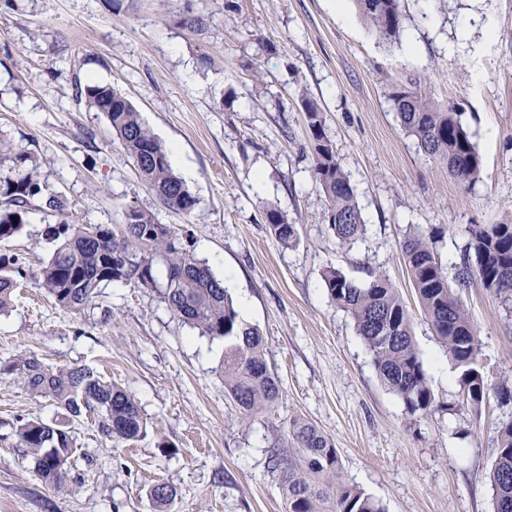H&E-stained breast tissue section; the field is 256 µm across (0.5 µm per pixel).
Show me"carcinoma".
Here are the masks:
<instances>
[{"mask_svg": "<svg viewBox=\"0 0 512 512\" xmlns=\"http://www.w3.org/2000/svg\"><path fill=\"white\" fill-rule=\"evenodd\" d=\"M354 3L379 37L387 41L399 38L404 24L400 0ZM84 95L91 107L105 113L112 131L160 202L173 211L191 213L197 203L195 196L173 172L167 149L133 104L107 84L88 85ZM392 100L405 133L426 155L445 166L450 178L470 185L481 177L482 157L455 105L439 107L418 92H396ZM303 102L314 142L313 172L326 201L324 218L339 245L349 247L364 234L366 224L350 180L324 137L322 112L312 100L305 98ZM5 160L12 167L9 175L0 177V240L20 232L36 199L45 209L63 216L47 228L56 248L42 267L39 280L56 304L79 314L110 283L155 288L185 323L203 336L224 341L220 365L224 393L238 406L243 419L279 400L280 380L266 361L261 331L239 318L223 281L169 225L158 223L152 213L136 207L125 209L122 223L112 226L69 220L65 218V201L57 194H44L41 174L27 165V155L12 153L0 140V163ZM266 218L279 242L288 245L295 241L296 225L288 223L280 211L269 209ZM467 234L461 262L455 267L457 286L465 288L477 280L509 301L512 224H473ZM434 244L435 231L420 227L409 231L401 244L421 309L448 349V356L461 369L460 385L467 401L478 408L493 394L501 403L510 402L512 388H490L479 369L477 331L459 295L448 284V272ZM160 266L165 268L162 280L157 277ZM22 270L21 258L0 255V314L10 308L16 288L14 275H22ZM322 278L330 299L353 320L385 387L402 400L410 415L431 411L434 395L415 347L411 319L389 277L374 270L369 282L360 285L330 266ZM1 373L16 376L31 395L51 401L71 422L88 412L97 414L106 437L134 441L146 431L147 421L135 400L85 365L53 369L29 355L1 364ZM288 434L293 447L279 459L285 512H382L373 499L338 481L337 449L316 425L293 418ZM13 435L46 484L68 489L76 448L64 425L40 417L21 420ZM497 444L491 476L494 512H512V422L498 430ZM174 496L169 485H156L152 498L157 512H168Z\"/></svg>", "mask_w": 512, "mask_h": 512, "instance_id": "1", "label": "carcinoma"}]
</instances>
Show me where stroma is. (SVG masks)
Instances as JSON below:
<instances>
[{
	"label": "stroma",
	"instance_id": "obj_1",
	"mask_svg": "<svg viewBox=\"0 0 512 512\" xmlns=\"http://www.w3.org/2000/svg\"><path fill=\"white\" fill-rule=\"evenodd\" d=\"M399 39H380L352 0H0V140L30 157L47 192L85 224H118L134 206L169 225L229 281L236 310L261 330L282 396L242 420L224 394V343L183 323L151 288L102 289L75 314L46 295L40 270L57 213L35 209L0 253L23 261L0 314V361L36 356L87 365L126 391L148 426L134 441L104 437L87 414L70 426L73 489L45 484L17 447V418H55L51 401L0 374V512H284L272 449L289 448L303 417L335 444L343 484L383 512H493L497 429L512 403L465 400L460 371L423 314L400 244L410 227L438 232L444 266L459 264L472 224L512 223V0H401ZM201 16L203 31L181 17ZM127 97L168 149L197 200L167 209L80 87ZM419 91L455 104L483 159L465 187L404 133L391 96ZM350 178L366 224L350 248L323 221L303 97ZM274 208L295 224L281 244ZM363 283L384 271L411 316L435 403L409 415L378 378L349 316L329 299L327 267ZM460 295L489 385L512 387V303L473 282ZM266 218L271 233L279 242L288 245L295 241L297 228L295 224H288V218L280 211L268 209L266 211Z\"/></svg>",
	"mask_w": 512,
	"mask_h": 512
}]
</instances>
